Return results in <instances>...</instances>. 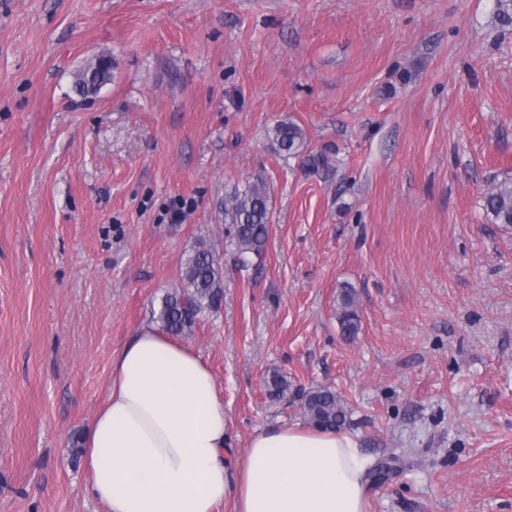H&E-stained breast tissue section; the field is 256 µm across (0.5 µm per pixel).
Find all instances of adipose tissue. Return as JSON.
Here are the masks:
<instances>
[{"instance_id": "ef3b65f1", "label": "adipose tissue", "mask_w": 512, "mask_h": 512, "mask_svg": "<svg viewBox=\"0 0 512 512\" xmlns=\"http://www.w3.org/2000/svg\"><path fill=\"white\" fill-rule=\"evenodd\" d=\"M224 399L193 349L141 326L112 358L86 437L92 497L106 512H366V461L344 433L300 424L256 433L224 462Z\"/></svg>"}]
</instances>
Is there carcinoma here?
Instances as JSON below:
<instances>
[{"instance_id":"obj_1","label":"carcinoma","mask_w":512,"mask_h":512,"mask_svg":"<svg viewBox=\"0 0 512 512\" xmlns=\"http://www.w3.org/2000/svg\"><path fill=\"white\" fill-rule=\"evenodd\" d=\"M495 22L500 28L512 27V0H496ZM112 60L106 56L92 59L79 74L74 89L78 96L87 98L97 93L96 85L110 80ZM272 141L278 150L301 160L302 168L317 172L330 166L332 149H309L305 130L293 121H281L271 130ZM272 194L269 184L258 178L244 188L226 192L219 204L221 223L235 246L237 263L247 267L252 257L260 255L269 237L272 218ZM482 207L493 224L512 228V182L503 181L482 196ZM223 255L201 238L187 257L180 286L169 291L161 301L152 322L171 336H188L196 322L207 312L220 307L224 293ZM337 321L342 335H359L361 321L356 310L352 290L341 293ZM290 390L288 379L274 372L269 377L268 392L279 397ZM303 410L311 425L324 429L342 428L348 418V409L335 392L317 387L304 395Z\"/></svg>"}]
</instances>
